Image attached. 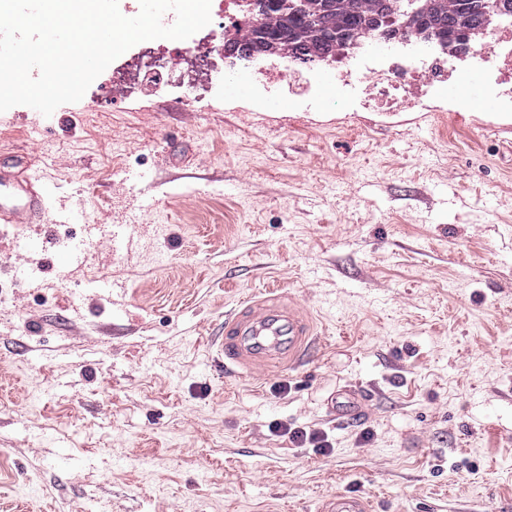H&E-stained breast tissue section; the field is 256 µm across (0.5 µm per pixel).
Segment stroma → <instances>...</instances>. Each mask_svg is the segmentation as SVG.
Wrapping results in <instances>:
<instances>
[{
	"label": "stroma",
	"instance_id": "35a3bbf8",
	"mask_svg": "<svg viewBox=\"0 0 512 512\" xmlns=\"http://www.w3.org/2000/svg\"><path fill=\"white\" fill-rule=\"evenodd\" d=\"M197 44L159 87L0 112V165L81 213L0 232V512H512V110L233 94L219 50L203 94ZM273 288L310 360L225 377V312ZM362 399V392L345 387L329 397L328 410L336 421L344 422L357 416ZM272 429L275 432H281L282 435L288 434V438L293 443L302 445L308 442L309 444L313 445V448H317L320 453L324 454L328 452V442L324 441L323 436L317 432L311 433L298 428H292L291 426H288V424L282 422L276 423ZM319 512H370V501L360 495L336 493L324 498Z\"/></svg>",
	"mask_w": 512,
	"mask_h": 512
}]
</instances>
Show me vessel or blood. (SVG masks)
Masks as SVG:
<instances>
[{
    "instance_id": "obj_1",
    "label": "vessel or blood",
    "mask_w": 512,
    "mask_h": 512,
    "mask_svg": "<svg viewBox=\"0 0 512 512\" xmlns=\"http://www.w3.org/2000/svg\"><path fill=\"white\" fill-rule=\"evenodd\" d=\"M32 160L20 163V174L0 169V188L10 199L0 202L1 224H31L47 209L53 195L50 187L36 184L30 172ZM310 322L274 303L272 297L245 300L224 316V338L218 346L224 356V371L233 378L255 380L258 369L292 367L305 360L314 346ZM362 392L342 388L330 396L328 410L337 421L353 419ZM319 512H371L367 498L336 493L324 498Z\"/></svg>"
}]
</instances>
